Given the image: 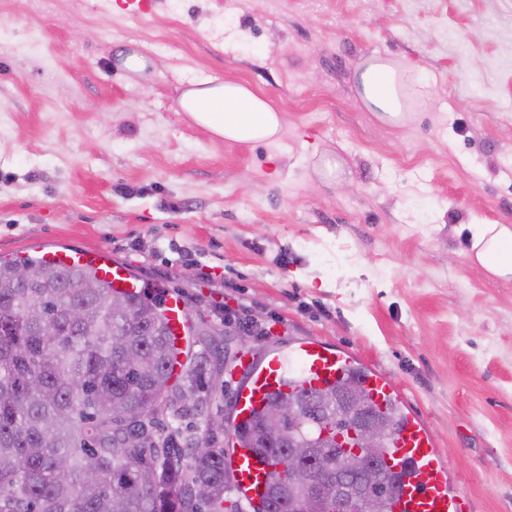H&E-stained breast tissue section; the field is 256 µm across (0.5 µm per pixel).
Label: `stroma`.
I'll use <instances>...</instances> for the list:
<instances>
[{
    "label": "stroma",
    "mask_w": 512,
    "mask_h": 512,
    "mask_svg": "<svg viewBox=\"0 0 512 512\" xmlns=\"http://www.w3.org/2000/svg\"><path fill=\"white\" fill-rule=\"evenodd\" d=\"M126 2L0 0V257L105 250L184 299L210 366L199 412L159 418L183 453L235 417L225 356L314 339L396 384L473 512H512V281L468 257L471 225L512 226V0ZM372 56L421 89L402 127L359 98ZM212 76L280 140L181 112ZM179 107L215 137L232 142H268L278 138V110L248 87L218 77L190 82Z\"/></svg>",
    "instance_id": "stroma-1"
}]
</instances>
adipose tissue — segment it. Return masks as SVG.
<instances>
[{
    "label": "adipose tissue",
    "instance_id": "ef3b65f1",
    "mask_svg": "<svg viewBox=\"0 0 512 512\" xmlns=\"http://www.w3.org/2000/svg\"><path fill=\"white\" fill-rule=\"evenodd\" d=\"M360 98L364 107L391 125H400L408 108L403 68L378 58L359 67ZM179 107L215 137L232 142H268L278 138V110L248 87L210 77L192 82ZM470 257L490 276L512 279V227L477 224L472 228Z\"/></svg>",
    "mask_w": 512,
    "mask_h": 512
}]
</instances>
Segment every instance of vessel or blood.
<instances>
[{"mask_svg":"<svg viewBox=\"0 0 512 512\" xmlns=\"http://www.w3.org/2000/svg\"><path fill=\"white\" fill-rule=\"evenodd\" d=\"M44 261L53 266H92L97 276L120 292H143V284L131 271L113 262L107 252L87 254L55 250L44 253ZM165 316L174 345H182L189 314L179 296L166 299ZM353 367L352 357L306 339L288 353L274 356L265 366L254 369L248 384L236 396V419L244 422L261 411L268 396L276 391L324 388L346 376ZM363 386L379 409H386L395 395L393 384L375 371L366 372ZM388 466L409 462L411 471L391 504L392 512H468L466 494L451 486L447 464L442 460L434 437L426 423L416 416L407 420L394 434L384 455ZM232 467L235 483L246 500L261 505L265 498L266 461L248 448L236 449Z\"/></svg>","mask_w":512,"mask_h":512,"instance_id":"vessel-or-blood-1","label":"vessel or blood"}]
</instances>
